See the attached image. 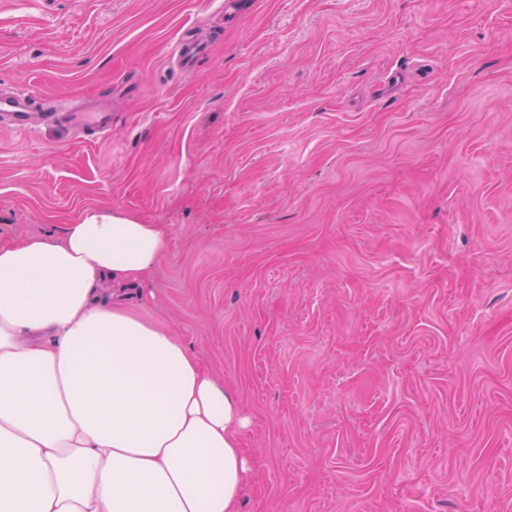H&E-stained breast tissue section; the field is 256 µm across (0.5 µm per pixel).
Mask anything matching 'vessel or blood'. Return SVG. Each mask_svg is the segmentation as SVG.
<instances>
[{
  "instance_id": "obj_1",
  "label": "vessel or blood",
  "mask_w": 512,
  "mask_h": 512,
  "mask_svg": "<svg viewBox=\"0 0 512 512\" xmlns=\"http://www.w3.org/2000/svg\"><path fill=\"white\" fill-rule=\"evenodd\" d=\"M51 124H68L76 131L105 133L112 124V114L107 109L85 111L75 115L34 110L30 98L23 93H0V126L15 131H32Z\"/></svg>"
}]
</instances>
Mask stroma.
I'll return each instance as SVG.
<instances>
[{"instance_id": "1", "label": "stroma", "mask_w": 512, "mask_h": 512, "mask_svg": "<svg viewBox=\"0 0 512 512\" xmlns=\"http://www.w3.org/2000/svg\"><path fill=\"white\" fill-rule=\"evenodd\" d=\"M1 92L111 102L0 128V239L170 225L128 308L236 394L239 512H512V0H0ZM0 124L15 131H32L51 124H71L78 132H93L99 136L112 124V112L108 109L85 111L75 115L58 112H37L30 97L25 93H0Z\"/></svg>"}]
</instances>
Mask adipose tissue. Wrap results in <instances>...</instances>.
<instances>
[{"mask_svg": "<svg viewBox=\"0 0 512 512\" xmlns=\"http://www.w3.org/2000/svg\"><path fill=\"white\" fill-rule=\"evenodd\" d=\"M171 229L85 210L0 241V512H237L254 463L237 396L169 331L100 303Z\"/></svg>", "mask_w": 512, "mask_h": 512, "instance_id": "obj_1", "label": "adipose tissue"}]
</instances>
